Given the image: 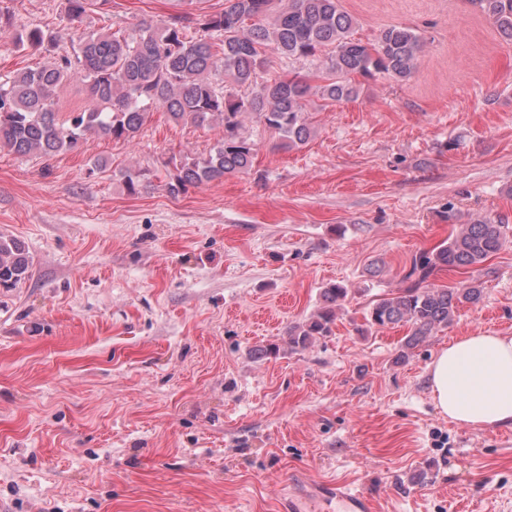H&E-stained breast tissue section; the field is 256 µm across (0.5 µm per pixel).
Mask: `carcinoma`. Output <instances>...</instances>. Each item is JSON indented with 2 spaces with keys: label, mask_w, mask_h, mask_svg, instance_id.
I'll use <instances>...</instances> for the list:
<instances>
[{
  "label": "carcinoma",
  "mask_w": 512,
  "mask_h": 512,
  "mask_svg": "<svg viewBox=\"0 0 512 512\" xmlns=\"http://www.w3.org/2000/svg\"><path fill=\"white\" fill-rule=\"evenodd\" d=\"M111 0H68V16L80 18L89 5L102 9ZM512 44V0H471ZM172 16L160 24L142 22L135 35L117 30L84 36L77 62L62 55L48 64L0 74V148L17 156L51 157L79 150L89 136L132 141L150 109L160 108L174 122L198 128L220 127L223 137L202 157H172L174 172L164 184L171 195L188 187L252 170L254 143L241 134L257 119L278 139V147L299 149L314 135L309 97L324 109L358 95L352 77L389 73L408 78L423 47L412 28L391 25L367 46L353 37L356 20L339 0H227L224 11L196 18ZM57 35L39 28L21 32L16 45L42 47ZM323 69L307 78L264 77L268 51L288 60L308 59L327 48ZM67 81L88 88L91 104L59 120L57 90ZM126 191L136 194L149 173L121 172ZM508 225L491 219L465 224L448 240L420 252L404 280L408 285L372 302L366 320L378 329L405 325L396 361L450 324L458 309L483 297L471 279L452 288L429 281L441 272H461L484 263L502 249ZM32 260L23 241L0 234V287L12 288L31 277ZM322 303L307 319L288 327V351H303L332 334L336 311L348 298L338 283L321 291Z\"/></svg>",
  "instance_id": "1"
}]
</instances>
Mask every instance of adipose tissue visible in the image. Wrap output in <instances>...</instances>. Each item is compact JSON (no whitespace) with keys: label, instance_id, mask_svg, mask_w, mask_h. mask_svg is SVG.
I'll return each mask as SVG.
<instances>
[{"label":"adipose tissue","instance_id":"obj_1","mask_svg":"<svg viewBox=\"0 0 512 512\" xmlns=\"http://www.w3.org/2000/svg\"><path fill=\"white\" fill-rule=\"evenodd\" d=\"M430 391L449 421L473 428L512 425V336L476 331L433 359Z\"/></svg>","mask_w":512,"mask_h":512}]
</instances>
